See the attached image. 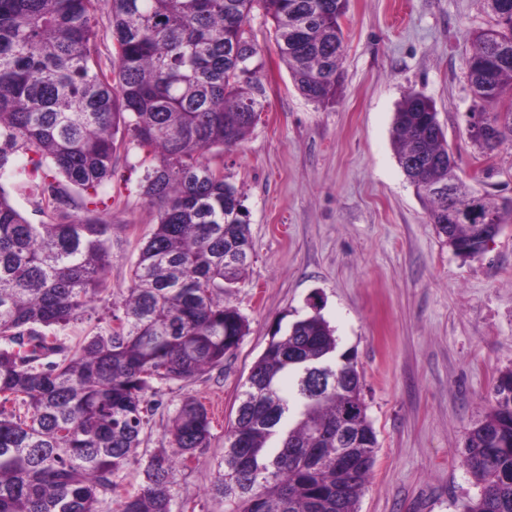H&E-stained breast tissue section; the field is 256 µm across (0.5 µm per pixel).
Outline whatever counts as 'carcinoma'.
I'll return each mask as SVG.
<instances>
[{"label": "carcinoma", "instance_id": "1", "mask_svg": "<svg viewBox=\"0 0 512 512\" xmlns=\"http://www.w3.org/2000/svg\"><path fill=\"white\" fill-rule=\"evenodd\" d=\"M99 0H0V179L65 209L34 224L0 184V512H173L172 478L208 446L211 418L183 400L167 446L143 483L120 492L149 424L148 392L224 364L248 333L224 293L250 264L249 213L205 154L245 140L265 110L253 11L270 18L297 90L328 105L343 81L349 0H106L116 56L99 63ZM473 34L465 60L474 109L512 141V19ZM396 157L448 245L475 255L474 224L512 207L460 181L472 223L448 224L450 197L433 183L449 154L434 102L410 92L392 125ZM152 154L142 194L157 224L106 327L70 346L58 332L85 319L104 291L112 225L98 217L118 148ZM30 151L28 165L18 152ZM74 213L67 212V209ZM234 259L225 261V254ZM291 388L283 392L281 382ZM348 427L363 460L341 475L319 465ZM229 448L209 493L230 512H357L377 445L356 357L338 352L320 313L275 331L239 393ZM462 463L477 497L462 512H512V370L468 432Z\"/></svg>", "mask_w": 512, "mask_h": 512}]
</instances>
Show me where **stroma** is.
Segmentation results:
<instances>
[{
  "mask_svg": "<svg viewBox=\"0 0 512 512\" xmlns=\"http://www.w3.org/2000/svg\"><path fill=\"white\" fill-rule=\"evenodd\" d=\"M489 21L484 0H350L343 85L320 107L296 90L271 21L254 11L266 108L217 159L249 212L253 257L224 296L249 330L223 365L158 386L153 397L144 448L165 446L187 397L213 417L207 448L174 473V512H226L208 489L240 387L273 331L316 311L356 356L377 435L357 512H460L477 495L459 450L497 378L512 370V219L480 255L456 256L400 168L391 129L403 96L423 94L460 176L493 200L512 198V142L484 156L467 135L464 62L471 33ZM151 165L135 145L117 151L112 206L99 214L112 226V265L97 311L66 329L70 342L105 326L129 285L157 222L140 188Z\"/></svg>",
  "mask_w": 512,
  "mask_h": 512,
  "instance_id": "obj_1",
  "label": "stroma"
}]
</instances>
